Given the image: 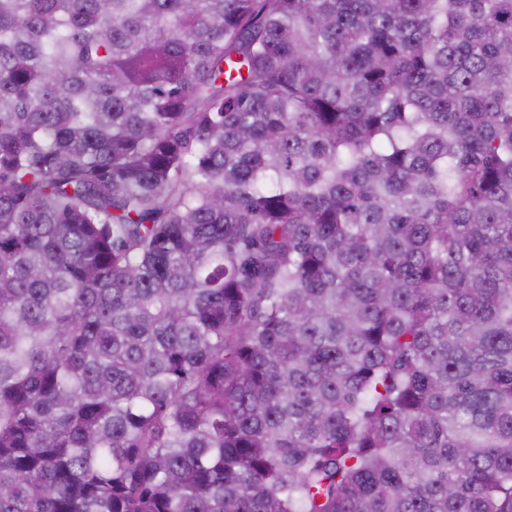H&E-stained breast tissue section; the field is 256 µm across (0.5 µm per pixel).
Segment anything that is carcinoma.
Wrapping results in <instances>:
<instances>
[{"instance_id": "obj_1", "label": "carcinoma", "mask_w": 512, "mask_h": 512, "mask_svg": "<svg viewBox=\"0 0 512 512\" xmlns=\"http://www.w3.org/2000/svg\"><path fill=\"white\" fill-rule=\"evenodd\" d=\"M0 512H512V0H0Z\"/></svg>"}]
</instances>
